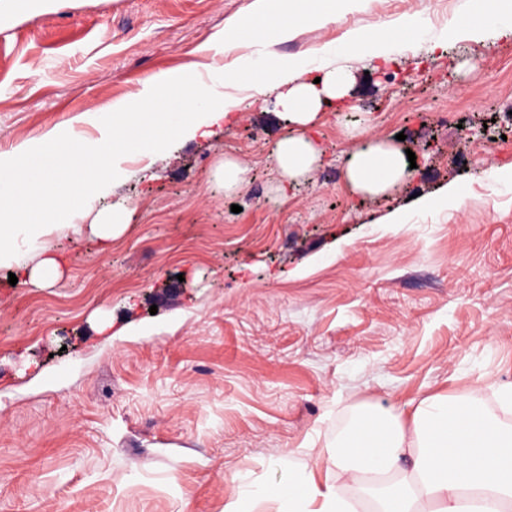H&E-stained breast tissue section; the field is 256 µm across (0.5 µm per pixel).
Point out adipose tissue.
Masks as SVG:
<instances>
[{"label": "adipose tissue", "mask_w": 512, "mask_h": 512, "mask_svg": "<svg viewBox=\"0 0 512 512\" xmlns=\"http://www.w3.org/2000/svg\"><path fill=\"white\" fill-rule=\"evenodd\" d=\"M350 3L323 0L319 11L273 17L255 7L225 33L224 49L235 50L243 39L262 46L272 35L288 37L299 25L315 29L342 20ZM489 28L512 36V5L477 0L475 13L441 32L438 44L476 40ZM248 73L252 99L279 90L277 110L296 130L277 139L271 159L282 178L298 180L319 160L307 127L323 107L351 97L357 76L328 65L316 82L295 63L272 76L253 62ZM222 84L219 78L189 83L155 74L139 93L146 110L99 113V140L79 143L59 136L47 149L0 156V171L9 173L0 180V266L13 262L20 242H39L79 202L96 199L130 153L152 154L173 139L210 136L241 106L240 99L222 92ZM344 174L355 194L379 198L405 182L411 169L402 147L366 137ZM494 398L492 410L477 394L463 400L432 395L406 414L361 410L321 465H298L274 487L234 489L224 512H263L266 502L275 512H512V385L497 387Z\"/></svg>", "instance_id": "1"}]
</instances>
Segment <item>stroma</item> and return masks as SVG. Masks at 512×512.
Masks as SVG:
<instances>
[{"label": "stroma", "instance_id": "35a3bbf8", "mask_svg": "<svg viewBox=\"0 0 512 512\" xmlns=\"http://www.w3.org/2000/svg\"><path fill=\"white\" fill-rule=\"evenodd\" d=\"M255 0H0V155L55 134L99 138L94 110L143 80L354 66V117L328 106L321 162L290 183L270 161L288 126L273 100L213 134L131 156L109 186L122 235L62 244L63 276L10 285L0 268V512H224L232 486H272L322 456L353 410L512 383V37L431 44L474 0H359L336 23L224 54ZM419 14L369 71L345 35ZM416 156L383 198L352 194L348 129ZM249 171L225 193L223 157ZM462 184L460 208L415 194ZM239 212H232V205ZM399 209L401 224L381 218ZM127 325L96 333L97 321Z\"/></svg>", "mask_w": 512, "mask_h": 512}]
</instances>
